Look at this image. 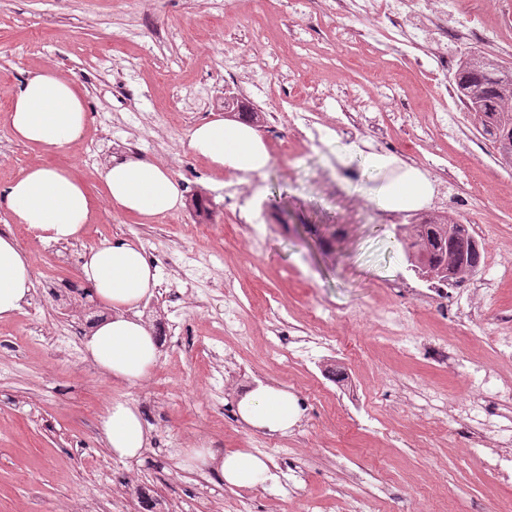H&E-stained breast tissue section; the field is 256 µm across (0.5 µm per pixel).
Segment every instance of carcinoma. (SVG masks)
Segmentation results:
<instances>
[{
  "label": "carcinoma",
  "instance_id": "obj_1",
  "mask_svg": "<svg viewBox=\"0 0 512 512\" xmlns=\"http://www.w3.org/2000/svg\"><path fill=\"white\" fill-rule=\"evenodd\" d=\"M456 91L467 111L478 120L482 133L497 143L503 159L512 160V67L486 54H471L458 65ZM412 270L434 274L431 282L453 286L460 281L454 270L460 263L480 266L483 250L469 227L445 217L429 220L410 234L408 225L397 228Z\"/></svg>",
  "mask_w": 512,
  "mask_h": 512
}]
</instances>
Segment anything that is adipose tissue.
<instances>
[{
    "mask_svg": "<svg viewBox=\"0 0 512 512\" xmlns=\"http://www.w3.org/2000/svg\"><path fill=\"white\" fill-rule=\"evenodd\" d=\"M89 120L85 98L74 80L44 69L21 83L6 114L13 137L50 154L80 140ZM187 146L215 172L230 170L249 176L264 172L271 157L243 123L210 120L189 130ZM105 201L118 214L136 218L165 216L183 204V190L172 171L135 155L111 157L99 172ZM431 181L418 169L407 168L376 189L371 202L381 210L418 208L431 197ZM0 203L16 223L38 231L41 240L71 243L81 240L96 218L97 202L70 170L36 164L27 168L0 193ZM34 268L29 254L11 231L0 230V320L12 317L29 299ZM78 279L90 298L109 313L86 336V359L105 376L128 384L145 380L157 361L153 329L137 313L153 295L158 269L143 246L126 237L101 241L84 252ZM237 415L249 427L267 434H284L300 418V400L288 390L265 385L245 394ZM100 436L113 457H142L151 444V430L136 405L115 399L105 405ZM186 466L207 468L230 486H251L271 480L266 458L229 451L218 455L209 448L187 449Z\"/></svg>",
    "mask_w": 512,
    "mask_h": 512,
    "instance_id": "obj_1",
    "label": "adipose tissue"
}]
</instances>
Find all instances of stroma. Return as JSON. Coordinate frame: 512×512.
I'll list each match as a JSON object with an SVG mask.
<instances>
[{"label": "stroma", "instance_id": "35a3bbf8", "mask_svg": "<svg viewBox=\"0 0 512 512\" xmlns=\"http://www.w3.org/2000/svg\"><path fill=\"white\" fill-rule=\"evenodd\" d=\"M289 0H269L267 13L248 0L209 7L207 0H0V189L30 165L73 168L91 190L98 170L115 154L132 153L168 165L184 188L176 212L145 221L114 213L99 202L95 224L82 241L47 243L0 207V228H12L33 258L43 288L33 316L0 321V512H27L39 493L54 512H99L129 475L152 512H216L257 500V512H340V498L357 497L366 512H504L512 485H499L479 468L467 428L454 410L494 404L499 430L494 448H512V166L502 164L475 121L450 134L431 128L436 94L426 75L399 53L371 52L359 42L339 49L326 37L332 25L324 0L304 14ZM243 63L270 58L266 79L288 104L305 103L310 81L342 85L340 106L320 111L325 123L355 97L373 94L374 73L391 78L398 121L386 126L387 145L358 131L332 133L321 149L290 140L284 127L261 124L256 133L271 155L263 174L248 181L250 205L238 203L230 182L212 180L203 159L187 147L195 125L224 115V99L238 89L224 76V55ZM46 68L77 82L90 114L82 138L46 154L13 139L4 119L17 87ZM204 90L210 103L182 112L172 93ZM101 145L86 163L88 142ZM357 145L405 164L420 159L447 165L434 175L429 206L462 196L473 223L483 225L485 253L478 271L451 287L457 320L439 313L438 288L411 270L389 224H346L342 206L319 183L339 151ZM290 198L259 247L242 230L250 206L263 205L277 183ZM207 200L212 227L200 232L194 197ZM114 236L140 242L159 269L153 296L141 303L143 320L168 319L180 304L183 325L160 350L149 377L128 385L100 374L73 350L83 347L90 299L77 268L86 248ZM222 255L194 292L175 299L186 249ZM407 287L394 292L393 284ZM430 302H414V293ZM242 302L247 339L221 330L228 300ZM280 323H273L270 308ZM393 312L399 327L386 333L378 318ZM69 334L58 346V332ZM321 337L310 358L292 363L271 349L287 337ZM412 344V354L401 348ZM447 348L448 361L430 359ZM284 388L303 402L301 421L288 434L251 429L236 414L239 398L256 384ZM117 398L134 402L151 428L140 462L112 457L99 434V414ZM205 443L213 452L265 454L284 448L296 465L293 492L265 484L231 487L205 469L183 465L184 449Z\"/></svg>", "mask_w": 512, "mask_h": 512}]
</instances>
